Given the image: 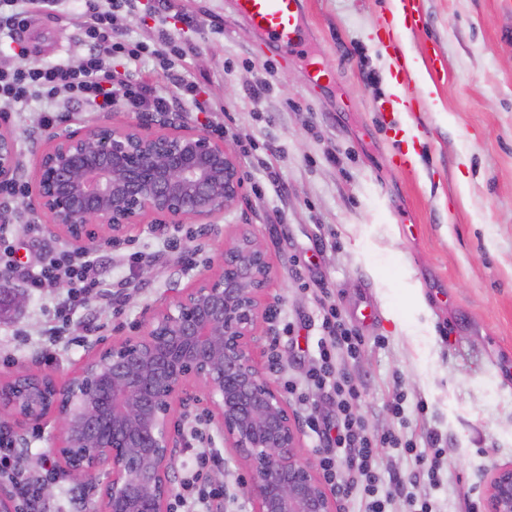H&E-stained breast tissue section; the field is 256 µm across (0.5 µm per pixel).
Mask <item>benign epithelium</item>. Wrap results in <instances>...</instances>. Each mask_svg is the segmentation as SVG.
I'll list each match as a JSON object with an SVG mask.
<instances>
[{"label":"benign epithelium","instance_id":"7a95c632","mask_svg":"<svg viewBox=\"0 0 512 512\" xmlns=\"http://www.w3.org/2000/svg\"><path fill=\"white\" fill-rule=\"evenodd\" d=\"M153 124L52 133L25 182L18 140L0 119V190L24 184L26 206L75 252L129 242L142 224L223 235L216 218L244 189L237 156L222 139L182 129L175 114ZM274 276L253 233L236 234L190 283L144 308L129 333L85 341L87 356L66 382L28 368L1 376L0 426L26 448L31 432L58 424V471L82 491L86 476H105L99 512H172L170 472L187 423L215 429L244 463L254 512H339L336 493L299 456V420L255 359L271 337L259 326L275 308ZM6 297L23 300L0 271ZM484 504L512 512V464L491 476ZM0 512H18L7 486Z\"/></svg>","mask_w":512,"mask_h":512}]
</instances>
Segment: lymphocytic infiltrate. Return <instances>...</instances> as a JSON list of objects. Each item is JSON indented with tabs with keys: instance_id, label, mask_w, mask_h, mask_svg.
<instances>
[{
	"instance_id": "obj_1",
	"label": "lymphocytic infiltrate",
	"mask_w": 512,
	"mask_h": 512,
	"mask_svg": "<svg viewBox=\"0 0 512 512\" xmlns=\"http://www.w3.org/2000/svg\"><path fill=\"white\" fill-rule=\"evenodd\" d=\"M62 0H0V40L23 45L32 17L51 15ZM135 0H86L81 36L88 51L78 66L64 63L30 62L16 64L0 59V112H12L23 103L39 102L54 112L59 102L75 107L89 106L101 112L123 103L133 112H166L193 95V84L181 79L175 63L185 52L168 33H160L154 44H127L113 40L111 32L121 9ZM124 60L123 72L112 69L114 56ZM159 63L157 77L167 80L164 92H157L149 80L131 81L145 59ZM103 266L98 257L82 252L77 259L62 261L54 252H46L41 263L26 273L29 287L39 288L64 277L71 284L75 308H84L89 296L102 285ZM320 328L317 357L303 379H286L284 390L306 408L307 427L317 447L323 448L321 470L326 484L337 496L358 500L359 512H390L393 496L382 487L376 465V452L391 448L416 454L414 441L394 431H368L361 420L357 401L359 391L345 369L338 364L336 352L346 349L356 354L361 343L358 332L350 328L336 307L325 310ZM328 397L334 407V424H327L310 407L311 396Z\"/></svg>"
}]
</instances>
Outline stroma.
I'll return each mask as SVG.
<instances>
[{
	"label": "stroma",
	"mask_w": 512,
	"mask_h": 512,
	"mask_svg": "<svg viewBox=\"0 0 512 512\" xmlns=\"http://www.w3.org/2000/svg\"><path fill=\"white\" fill-rule=\"evenodd\" d=\"M305 2L301 46L290 54L270 48L231 0H138L120 12L115 37L151 41L166 30L187 52L178 73L198 88L175 108L181 124L222 137L238 156L245 192L219 223L228 236L253 232L276 271L274 349L288 361L259 355L265 377L278 386L304 376L310 354L279 331L293 324L317 344L313 291L324 289L364 341L345 365L366 426L420 444L436 430L441 482L414 492L437 512H467L491 474L512 464V0H419V27L401 35L423 100L410 172L391 164L379 111L388 91L375 32L390 0ZM83 12L82 0H66L35 19L27 61L79 65ZM309 53L329 72L326 83L308 82ZM43 117L34 102L10 115L29 169L49 132L140 115L118 103L107 113L58 112L49 126ZM11 210L5 239L25 301L0 316V376L29 366L67 379L86 356L84 338L111 339L220 247L195 224L164 235L140 225L132 245L95 247L109 294L70 312L67 293L24 282L64 242L42 232L44 217L22 197ZM398 393L401 420L389 409ZM58 433L50 423L30 435L26 467L35 484L53 483L40 499L46 512H87V497L45 460ZM222 456L223 512H253L244 464L232 449Z\"/></svg>",
	"instance_id": "1"
}]
</instances>
